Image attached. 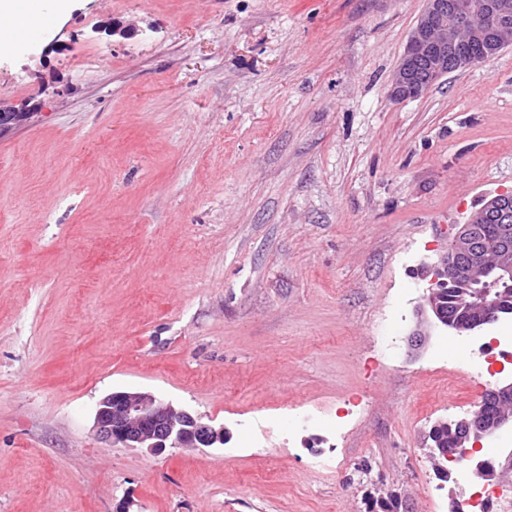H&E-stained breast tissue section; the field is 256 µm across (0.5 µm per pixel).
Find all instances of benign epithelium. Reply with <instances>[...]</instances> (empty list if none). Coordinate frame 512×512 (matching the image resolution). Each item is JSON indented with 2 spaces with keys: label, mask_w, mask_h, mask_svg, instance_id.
Wrapping results in <instances>:
<instances>
[{
  "label": "benign epithelium",
  "mask_w": 512,
  "mask_h": 512,
  "mask_svg": "<svg viewBox=\"0 0 512 512\" xmlns=\"http://www.w3.org/2000/svg\"><path fill=\"white\" fill-rule=\"evenodd\" d=\"M99 30L124 38L138 32L133 25L108 20ZM480 43L481 58L466 49ZM512 44V0H426L412 29L404 55L395 71L389 96L395 102L416 99L445 75L484 63ZM26 111L0 101V127L22 121ZM496 225L489 243L478 239L480 225ZM449 257L431 266L426 303L415 309L418 318L411 345H422L424 315L432 313L434 325H448L440 303V288L453 283L459 290L458 306L470 318L453 323L463 334L490 324L496 317L502 294L512 289V193L489 199L462 225L448 245ZM512 402V382L485 392L478 409L452 423L456 429L459 460L469 462L480 439L512 424V415L500 410L485 412V406L502 407ZM95 427L101 439L161 453L168 448H215L224 445L227 429L202 420L151 392L115 391L103 397L95 410Z\"/></svg>",
  "instance_id": "7a95c632"
}]
</instances>
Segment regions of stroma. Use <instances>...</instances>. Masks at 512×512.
Wrapping results in <instances>:
<instances>
[{
	"instance_id": "35a3bbf8",
	"label": "stroma",
	"mask_w": 512,
	"mask_h": 512,
	"mask_svg": "<svg viewBox=\"0 0 512 512\" xmlns=\"http://www.w3.org/2000/svg\"><path fill=\"white\" fill-rule=\"evenodd\" d=\"M424 7L44 0L22 44L0 27V100L31 111L0 129V512H433L429 431L484 390L453 348L430 375L451 331L411 346L414 310L512 192V46L393 102ZM115 390L231 438L105 442ZM349 400L346 463L315 473L329 425L280 410Z\"/></svg>"
}]
</instances>
